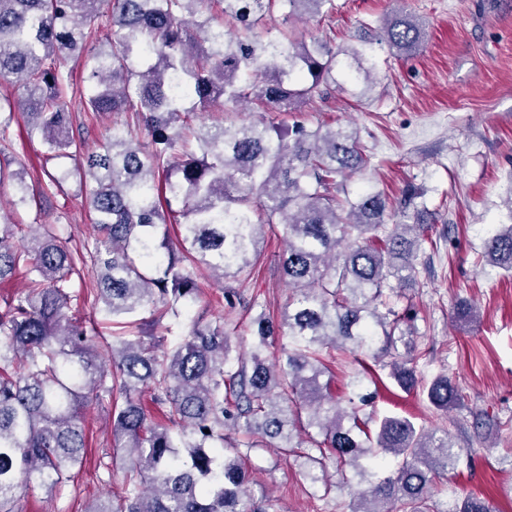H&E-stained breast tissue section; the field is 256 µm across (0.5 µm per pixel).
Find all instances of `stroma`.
<instances>
[{"mask_svg": "<svg viewBox=\"0 0 512 512\" xmlns=\"http://www.w3.org/2000/svg\"><path fill=\"white\" fill-rule=\"evenodd\" d=\"M332 13L284 21L273 9L263 36L288 29L296 40L316 37L339 47H361L397 12L415 16L424 30L417 52L406 58L388 50L372 52L376 83L363 97L337 91L328 100L312 99L293 112H244L232 102L203 111L201 120L234 123L263 121L281 130L296 123L313 128L324 123L357 131L368 164L347 182L349 194L383 192L399 216L406 188L418 194L417 206L426 208L431 226L417 257V285L407 289L395 305L406 312L424 355L417 364L419 377L443 373L456 379L465 400L450 413L429 409L419 391L403 392L384 370H377L378 415L414 417L436 435H448L456 450L475 449L473 464H459L448 472L445 486L458 496L487 499L495 512H512V275L481 266L477 257L489 231L512 222L507 198L512 195V0H335ZM67 104L77 123L88 130L85 146L111 134L113 126L129 116L120 112L98 116L85 111L79 96ZM27 118L16 113L11 125L13 142L5 153L19 157L27 180H45L54 171L47 144L40 135H28ZM86 189L71 179L50 187L40 209L12 206L10 186L0 187V210L12 223L60 224L70 236L71 248H83L94 239L86 206ZM284 249L281 227L266 231L250 278L239 287L242 304L229 306L218 282L201 271L196 275L199 301L180 317L163 315L168 327L166 348H173L191 330L198 317L223 318L234 343L252 339V320L259 313L279 318L288 299L277 272ZM96 274L85 268L75 282L77 297L68 313L91 321L99 336L122 335L123 328L93 310ZM473 314L460 319L459 304ZM109 408L91 409L77 491L47 495L36 491L21 499L18 512H84L104 493L119 491L125 457L113 448L107 428ZM112 457V479L96 478L104 455ZM302 457L282 454L273 447L249 452V489L265 512H348L351 495L336 490L329 496L314 492L302 476Z\"/></svg>", "mask_w": 512, "mask_h": 512, "instance_id": "stroma-1", "label": "stroma"}]
</instances>
